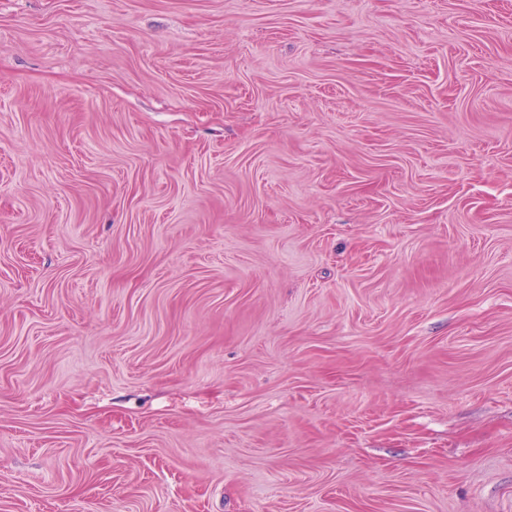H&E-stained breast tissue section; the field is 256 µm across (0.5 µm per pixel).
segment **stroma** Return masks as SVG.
Returning a JSON list of instances; mask_svg holds the SVG:
<instances>
[{"label":"stroma","mask_w":512,"mask_h":512,"mask_svg":"<svg viewBox=\"0 0 512 512\" xmlns=\"http://www.w3.org/2000/svg\"><path fill=\"white\" fill-rule=\"evenodd\" d=\"M0 512H512V0H0Z\"/></svg>","instance_id":"35a3bbf8"}]
</instances>
